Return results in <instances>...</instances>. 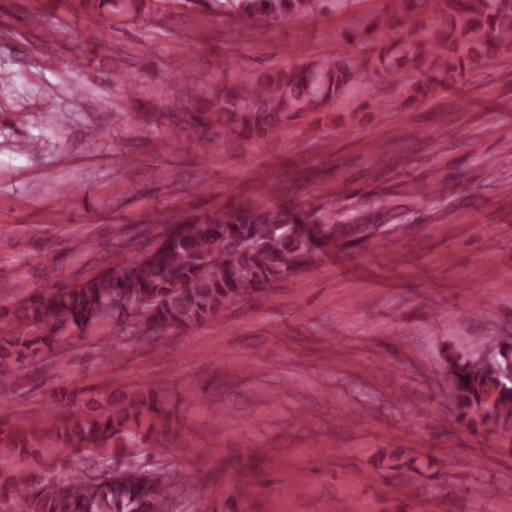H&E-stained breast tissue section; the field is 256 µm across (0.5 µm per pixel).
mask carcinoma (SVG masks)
Listing matches in <instances>:
<instances>
[{
  "label": "carcinoma",
  "instance_id": "cac0c4a2",
  "mask_svg": "<svg viewBox=\"0 0 512 512\" xmlns=\"http://www.w3.org/2000/svg\"><path fill=\"white\" fill-rule=\"evenodd\" d=\"M349 0H221L224 18L238 22L293 21L332 9ZM429 10L430 46L402 36L404 16ZM351 40H372L378 49L368 58L312 63L264 72H243L224 85L222 97L193 111V121L207 131L208 114L222 113L224 124L253 131L270 142L303 112H317L337 100L370 90L382 74L398 81L405 71L426 65L453 84L483 56L512 50V0H388L387 9L366 18L350 32ZM375 224H352L328 206L313 214L274 209L252 200L170 223L155 235L159 247L150 259L133 248L130 236L112 252L108 268L76 282L45 288L15 309L0 312V378L29 374V354L126 311L158 339L164 331L203 323L224 310V303L277 282L338 242L360 246L379 239ZM231 240L250 241L245 250ZM442 359L459 416L487 431L512 429V338L501 336L487 357L445 347ZM90 420L62 419L55 440L106 459L94 474L56 479L43 471L14 469L0 474V512H169L171 474L144 466L138 419L147 402L134 399ZM0 443L19 457L37 451L38 437L5 430Z\"/></svg>",
  "mask_w": 512,
  "mask_h": 512
}]
</instances>
